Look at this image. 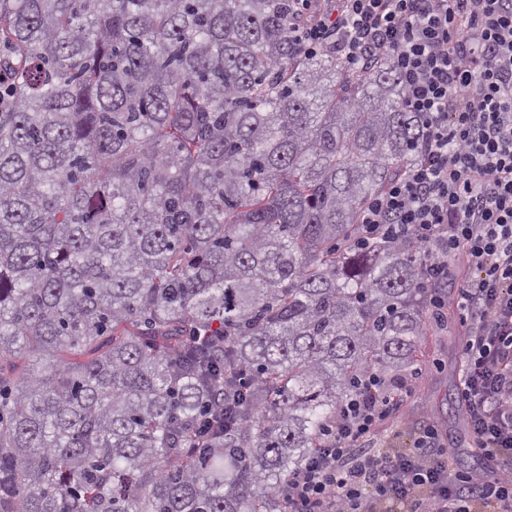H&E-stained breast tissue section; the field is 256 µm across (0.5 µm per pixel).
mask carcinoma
Instances as JSON below:
<instances>
[{"mask_svg":"<svg viewBox=\"0 0 512 512\" xmlns=\"http://www.w3.org/2000/svg\"><path fill=\"white\" fill-rule=\"evenodd\" d=\"M291 0H0V512H289L427 256L358 245L419 158L388 61Z\"/></svg>","mask_w":512,"mask_h":512,"instance_id":"1","label":"carcinoma"}]
</instances>
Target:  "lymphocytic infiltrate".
Wrapping results in <instances>:
<instances>
[{
    "mask_svg": "<svg viewBox=\"0 0 512 512\" xmlns=\"http://www.w3.org/2000/svg\"><path fill=\"white\" fill-rule=\"evenodd\" d=\"M295 42L353 67L388 58L423 118L420 156L362 211V243L407 241L429 257L426 307L449 259L474 276L461 395L479 466L431 426L378 450L402 386L365 373L322 448L288 480L290 512H512V0H294Z\"/></svg>",
    "mask_w": 512,
    "mask_h": 512,
    "instance_id": "1",
    "label": "lymphocytic infiltrate"
}]
</instances>
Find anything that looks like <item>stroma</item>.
Wrapping results in <instances>:
<instances>
[{"mask_svg":"<svg viewBox=\"0 0 512 512\" xmlns=\"http://www.w3.org/2000/svg\"><path fill=\"white\" fill-rule=\"evenodd\" d=\"M465 334L466 328L453 306L446 310L443 321L426 316L418 357L423 373L412 382L411 394L403 399L398 412L383 425L385 436L396 437L402 448L411 446L420 425H435L449 445L459 449L458 463L464 469L480 461L473 452L459 397Z\"/></svg>","mask_w":512,"mask_h":512,"instance_id":"stroma-1","label":"stroma"}]
</instances>
